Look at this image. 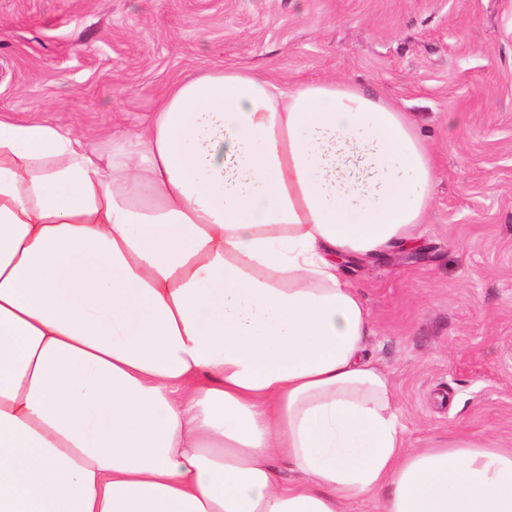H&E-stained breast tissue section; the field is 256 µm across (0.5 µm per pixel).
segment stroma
Returning a JSON list of instances; mask_svg holds the SVG:
<instances>
[{"label": "stroma", "instance_id": "obj_1", "mask_svg": "<svg viewBox=\"0 0 512 512\" xmlns=\"http://www.w3.org/2000/svg\"><path fill=\"white\" fill-rule=\"evenodd\" d=\"M214 67L352 82L437 165L418 245L347 264L407 445L512 449V0H0V117L97 143Z\"/></svg>", "mask_w": 512, "mask_h": 512}]
</instances>
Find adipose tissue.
I'll return each mask as SVG.
<instances>
[{"label":"adipose tissue","instance_id":"ef3b65f1","mask_svg":"<svg viewBox=\"0 0 512 512\" xmlns=\"http://www.w3.org/2000/svg\"><path fill=\"white\" fill-rule=\"evenodd\" d=\"M436 179L349 82L211 70L107 149L0 118V512H512V450L407 447L345 276Z\"/></svg>","mask_w":512,"mask_h":512}]
</instances>
